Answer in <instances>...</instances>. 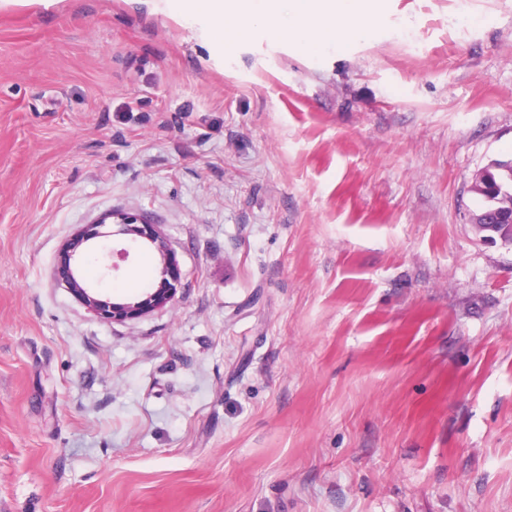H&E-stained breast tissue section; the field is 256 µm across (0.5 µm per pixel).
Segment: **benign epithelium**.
I'll return each mask as SVG.
<instances>
[{"instance_id": "benign-epithelium-1", "label": "benign epithelium", "mask_w": 512, "mask_h": 512, "mask_svg": "<svg viewBox=\"0 0 512 512\" xmlns=\"http://www.w3.org/2000/svg\"><path fill=\"white\" fill-rule=\"evenodd\" d=\"M117 226L116 235H122L129 243L127 247L114 248L96 242L107 236L100 231L106 221ZM145 247L155 254L159 263L157 275L151 288L141 296L117 302L102 297L81 274L82 264L88 252L97 250L107 260L104 269L108 272L120 270L128 262L130 248ZM55 278L79 300L89 312L102 321L124 322L142 317L156 309L175 303L181 288V269L168 238L155 224H149L133 214L109 213L97 224H88L75 233L63 246L60 260L54 269Z\"/></svg>"}]
</instances>
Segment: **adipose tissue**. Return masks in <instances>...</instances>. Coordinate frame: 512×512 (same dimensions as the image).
Segmentation results:
<instances>
[{
    "label": "adipose tissue",
    "mask_w": 512,
    "mask_h": 512,
    "mask_svg": "<svg viewBox=\"0 0 512 512\" xmlns=\"http://www.w3.org/2000/svg\"><path fill=\"white\" fill-rule=\"evenodd\" d=\"M182 17L204 23L225 52L255 36L292 45L319 59L373 34L384 21L381 0H162Z\"/></svg>",
    "instance_id": "adipose-tissue-1"
}]
</instances>
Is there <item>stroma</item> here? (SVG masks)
I'll use <instances>...</instances> for the list:
<instances>
[{
  "mask_svg": "<svg viewBox=\"0 0 512 512\" xmlns=\"http://www.w3.org/2000/svg\"><path fill=\"white\" fill-rule=\"evenodd\" d=\"M383 9L219 62L139 0L0 5V512H512V244L467 222L512 158V0ZM110 212L169 239L174 305L54 280Z\"/></svg>",
  "mask_w": 512,
  "mask_h": 512,
  "instance_id": "obj_1",
  "label": "stroma"
}]
</instances>
